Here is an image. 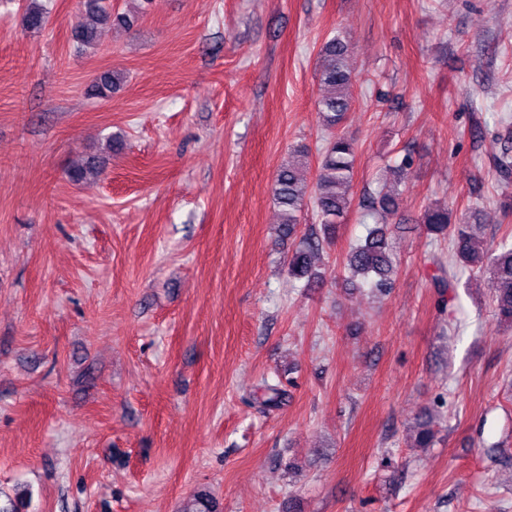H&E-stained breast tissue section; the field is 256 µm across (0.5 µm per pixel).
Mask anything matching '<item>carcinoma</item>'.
Here are the masks:
<instances>
[{
    "label": "carcinoma",
    "mask_w": 512,
    "mask_h": 512,
    "mask_svg": "<svg viewBox=\"0 0 512 512\" xmlns=\"http://www.w3.org/2000/svg\"><path fill=\"white\" fill-rule=\"evenodd\" d=\"M138 17L129 14H114L106 0H84L83 20L73 31L79 48L94 49L98 41V28L116 23L131 28ZM23 22L31 32H40L49 23V15L38 0H28L23 13ZM319 84L322 90L317 106L320 124L326 133L320 152L314 181L307 178V165L302 159L288 160L280 165L272 186L274 203L279 210L278 235L283 239H298V245L288 261V274L295 280H305L307 289L318 288L323 283L321 272L313 269L315 254L322 243H330L344 222L352 200V186L358 146L345 132L344 124L353 107L351 88L356 73L350 65L351 51L340 36L326 39L321 50ZM122 77L118 73L104 72L88 85L86 94L92 98H107L119 87ZM410 162L404 158L389 167L392 178H383L376 190L369 195L365 205V218L373 221L363 240L352 246L344 260V268L351 277H360L370 288L387 293L396 274V266L389 252L386 222L384 218L394 214L399 207L402 194L401 176ZM495 170L507 181L512 177V147L504 146L495 159ZM103 172L100 162L91 159L70 168L68 177L75 183L98 178ZM312 209L321 225L322 239L298 237L302 214ZM448 204L438 201L424 206L420 223L426 236L438 240L451 238L453 242L450 265L433 259L437 274L432 281L440 295L456 288V274L448 271H486L492 278V302L494 315L501 325L512 327V243L502 241L491 248L479 235L480 224H454ZM287 390L282 384L263 381L258 403L265 408H275L286 400ZM438 430L432 417L419 419L411 435V447L431 448L437 442ZM182 512H221L216 500L209 492L201 490L186 501Z\"/></svg>",
    "instance_id": "cac0c4a2"
}]
</instances>
